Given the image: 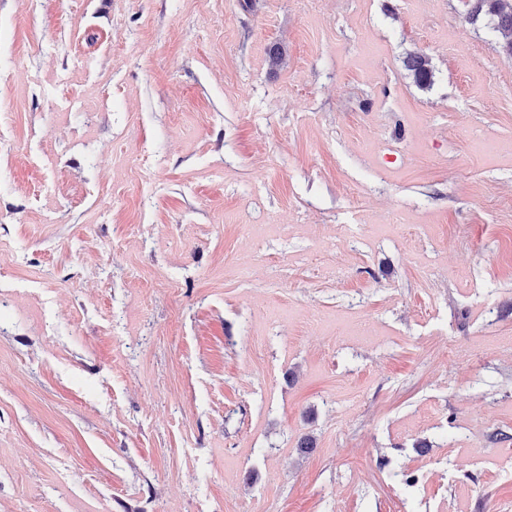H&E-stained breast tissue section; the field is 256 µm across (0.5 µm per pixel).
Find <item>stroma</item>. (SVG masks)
<instances>
[{
    "mask_svg": "<svg viewBox=\"0 0 512 512\" xmlns=\"http://www.w3.org/2000/svg\"><path fill=\"white\" fill-rule=\"evenodd\" d=\"M465 2L0 0V512H512Z\"/></svg>",
    "mask_w": 512,
    "mask_h": 512,
    "instance_id": "obj_1",
    "label": "stroma"
}]
</instances>
